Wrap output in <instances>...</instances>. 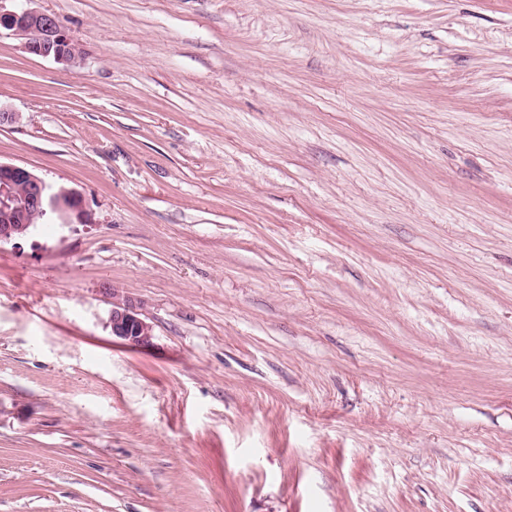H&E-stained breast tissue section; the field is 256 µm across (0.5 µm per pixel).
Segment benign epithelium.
Listing matches in <instances>:
<instances>
[{
    "instance_id": "1",
    "label": "benign epithelium",
    "mask_w": 512,
    "mask_h": 512,
    "mask_svg": "<svg viewBox=\"0 0 512 512\" xmlns=\"http://www.w3.org/2000/svg\"><path fill=\"white\" fill-rule=\"evenodd\" d=\"M26 37L28 52L76 66L81 51L55 17L15 9L0 11V29ZM53 224H93L95 217L81 192L53 185L32 170L0 162V242L22 240L34 218ZM112 309L108 326L112 336L132 348L152 344V326L139 316L136 306L127 298L110 292Z\"/></svg>"
}]
</instances>
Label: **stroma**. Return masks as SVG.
Listing matches in <instances>:
<instances>
[{
    "instance_id": "stroma-1",
    "label": "stroma",
    "mask_w": 512,
    "mask_h": 512,
    "mask_svg": "<svg viewBox=\"0 0 512 512\" xmlns=\"http://www.w3.org/2000/svg\"><path fill=\"white\" fill-rule=\"evenodd\" d=\"M21 5L0 512H512V0ZM6 29L26 37V49L36 56L76 66L81 62V51L55 17L28 9L2 12L0 30ZM36 216L47 224L95 223L93 211L78 190L53 185L26 167L0 162V242L31 235L27 230ZM112 309L108 325L112 335L132 348H144L152 344V326L142 319L133 302L120 297L114 289L109 293Z\"/></svg>"
}]
</instances>
